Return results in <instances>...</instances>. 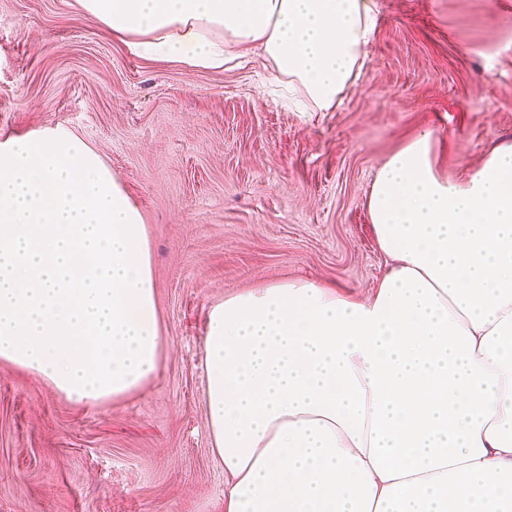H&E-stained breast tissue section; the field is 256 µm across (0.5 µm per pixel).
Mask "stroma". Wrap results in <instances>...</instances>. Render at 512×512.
<instances>
[{"label":"stroma","mask_w":512,"mask_h":512,"mask_svg":"<svg viewBox=\"0 0 512 512\" xmlns=\"http://www.w3.org/2000/svg\"><path fill=\"white\" fill-rule=\"evenodd\" d=\"M376 4L352 89L302 112L258 56L147 62L75 0H0V141L63 127L98 151L143 216L162 345L141 391L96 406L0 362V512H224L210 306L299 279L367 296L387 267L367 211L378 167L428 133L437 174L462 181L512 143V0Z\"/></svg>","instance_id":"35a3bbf8"}]
</instances>
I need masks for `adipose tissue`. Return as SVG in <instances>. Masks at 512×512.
Returning a JSON list of instances; mask_svg holds the SVG:
<instances>
[{
  "instance_id": "1",
  "label": "adipose tissue",
  "mask_w": 512,
  "mask_h": 512,
  "mask_svg": "<svg viewBox=\"0 0 512 512\" xmlns=\"http://www.w3.org/2000/svg\"><path fill=\"white\" fill-rule=\"evenodd\" d=\"M134 55L224 70L260 52L308 112L337 108L375 0H77ZM422 135L367 209L389 267L369 296L318 282L228 295L202 353L224 512H512V144L466 181ZM161 356L140 210L64 128L0 141V362L83 405Z\"/></svg>"
}]
</instances>
